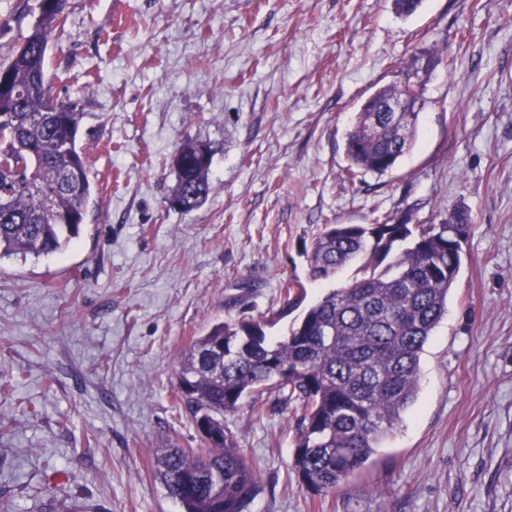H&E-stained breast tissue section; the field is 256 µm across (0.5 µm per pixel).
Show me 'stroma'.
Listing matches in <instances>:
<instances>
[{"label":"stroma","mask_w":512,"mask_h":512,"mask_svg":"<svg viewBox=\"0 0 512 512\" xmlns=\"http://www.w3.org/2000/svg\"><path fill=\"white\" fill-rule=\"evenodd\" d=\"M0 61L40 0H12ZM46 59L80 99L94 205L64 251L0 261V512H181L155 448H193L177 355L224 320L286 335L325 220L440 223L468 211L463 264L421 356L404 423L336 491L299 485L294 417H224L259 477L248 512H512V0H66ZM424 46L447 49L417 141L392 171L344 180L363 99ZM211 150L206 202H168L173 156Z\"/></svg>","instance_id":"1"}]
</instances>
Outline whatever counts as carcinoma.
<instances>
[{
	"mask_svg": "<svg viewBox=\"0 0 512 512\" xmlns=\"http://www.w3.org/2000/svg\"><path fill=\"white\" fill-rule=\"evenodd\" d=\"M61 28L40 10L31 33L0 64V259L39 258L79 237L92 197L86 153L78 145L82 105L53 96L45 64ZM442 63L426 48L405 64V79L373 91L346 134V178L383 175L416 143L420 112H374L369 105L424 97L432 72L411 78L420 58ZM56 105H51L52 101ZM205 144L185 141L176 155L178 182L169 202L190 212L209 193ZM469 217L441 224H371L328 220L308 257V279L328 280L351 261L358 276L311 305L297 326L272 340L258 322L224 320L179 352L175 400L194 427L196 449L158 448L151 472L182 512H246L257 476L224 415L264 394L295 405L292 469L308 490L328 492L360 471L404 422L419 390L424 347L448 313V296L462 264L460 239ZM287 304L304 284L283 281Z\"/></svg>",
	"mask_w": 512,
	"mask_h": 512,
	"instance_id": "carcinoma-1",
	"label": "carcinoma"
}]
</instances>
